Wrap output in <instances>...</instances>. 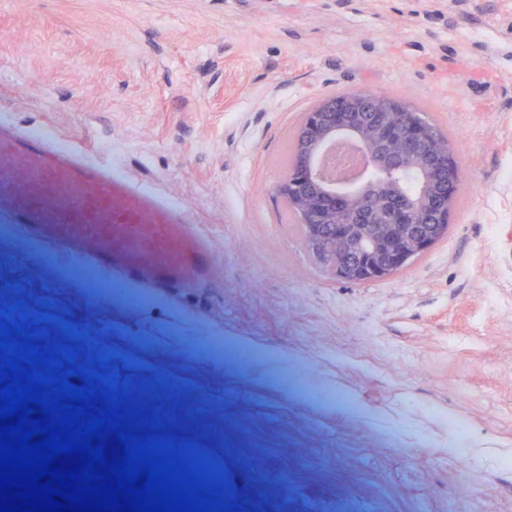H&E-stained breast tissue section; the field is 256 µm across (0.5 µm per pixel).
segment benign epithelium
<instances>
[{"label":"benign epithelium","mask_w":512,"mask_h":512,"mask_svg":"<svg viewBox=\"0 0 512 512\" xmlns=\"http://www.w3.org/2000/svg\"><path fill=\"white\" fill-rule=\"evenodd\" d=\"M403 113L390 125L385 118ZM421 114L369 90L327 96L304 114L278 194L298 217L308 250L334 275L363 284L385 279L448 232L460 166ZM417 197L375 223L372 201L404 170Z\"/></svg>","instance_id":"obj_1"}]
</instances>
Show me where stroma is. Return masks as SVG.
I'll return each instance as SVG.
<instances>
[{"mask_svg": "<svg viewBox=\"0 0 512 512\" xmlns=\"http://www.w3.org/2000/svg\"><path fill=\"white\" fill-rule=\"evenodd\" d=\"M356 89L425 112L465 173L447 235L365 284L276 192L303 114ZM0 120L210 239L207 278L141 303L0 215V300L136 357L256 512H512V0H0Z\"/></svg>", "mask_w": 512, "mask_h": 512, "instance_id": "stroma-1", "label": "stroma"}]
</instances>
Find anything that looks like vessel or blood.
<instances>
[{
  "mask_svg": "<svg viewBox=\"0 0 512 512\" xmlns=\"http://www.w3.org/2000/svg\"><path fill=\"white\" fill-rule=\"evenodd\" d=\"M0 212L31 237L162 291L205 275L210 244L182 210L77 148L0 123Z\"/></svg>",
  "mask_w": 512,
  "mask_h": 512,
  "instance_id": "vessel-or-blood-1",
  "label": "vessel or blood"
}]
</instances>
